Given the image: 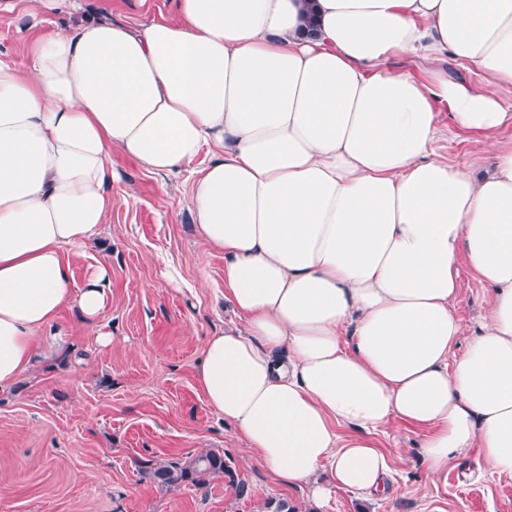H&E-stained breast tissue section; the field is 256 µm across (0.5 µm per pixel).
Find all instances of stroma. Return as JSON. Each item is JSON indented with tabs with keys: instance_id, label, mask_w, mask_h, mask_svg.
Returning a JSON list of instances; mask_svg holds the SVG:
<instances>
[{
	"instance_id": "obj_1",
	"label": "stroma",
	"mask_w": 512,
	"mask_h": 512,
	"mask_svg": "<svg viewBox=\"0 0 512 512\" xmlns=\"http://www.w3.org/2000/svg\"><path fill=\"white\" fill-rule=\"evenodd\" d=\"M85 2V15L104 8L133 26L172 14V0ZM438 119V152L458 165L478 161L480 137L452 127L447 110ZM113 160L121 179L106 224L71 259L76 291L91 267L109 265L111 300L92 324L65 307L45 331L55 354L0 391V512H258L271 497L299 512H512V478L481 472L479 449L431 480L421 431L399 420L374 437L395 469L386 495L339 489L319 504L269 472L209 410L197 380L208 339L236 315L224 299V255L198 237L186 207L189 184ZM486 302V288L462 273L454 309L464 336ZM211 450L223 453L231 477L165 490L137 471L141 458Z\"/></svg>"
}]
</instances>
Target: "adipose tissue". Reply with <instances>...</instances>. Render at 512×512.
Returning <instances> with one entry per match:
<instances>
[{
    "instance_id": "obj_1",
    "label": "adipose tissue",
    "mask_w": 512,
    "mask_h": 512,
    "mask_svg": "<svg viewBox=\"0 0 512 512\" xmlns=\"http://www.w3.org/2000/svg\"><path fill=\"white\" fill-rule=\"evenodd\" d=\"M417 58L424 79L393 71ZM452 56L474 85L448 80ZM512 0H173L97 16L0 59V390L66 305L94 322L110 272L70 288L98 236L113 153L192 176L199 237L243 318L209 338L205 401L311 499L388 492L373 437L423 431L428 474L480 449L512 477ZM490 169L448 162L438 104ZM489 290L459 359L460 275ZM84 14L96 17L98 9L112 12V18L130 25L164 20L172 14L171 0H85Z\"/></svg>"
}]
</instances>
